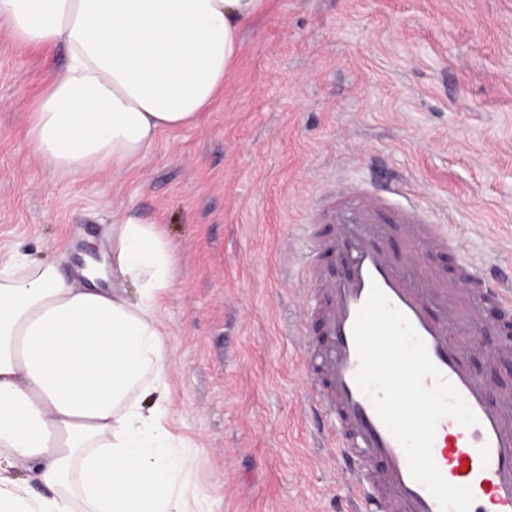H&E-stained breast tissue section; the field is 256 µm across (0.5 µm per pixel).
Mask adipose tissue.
<instances>
[{"label":"adipose tissue","mask_w":512,"mask_h":512,"mask_svg":"<svg viewBox=\"0 0 512 512\" xmlns=\"http://www.w3.org/2000/svg\"><path fill=\"white\" fill-rule=\"evenodd\" d=\"M261 0H0L15 44L63 48L22 107L30 153L76 180L133 167L224 91ZM112 269L137 290L0 262V512H194L168 424L159 304L177 261L158 224L112 215Z\"/></svg>","instance_id":"obj_1"}]
</instances>
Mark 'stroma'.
<instances>
[{"instance_id": "obj_1", "label": "stroma", "mask_w": 512, "mask_h": 512, "mask_svg": "<svg viewBox=\"0 0 512 512\" xmlns=\"http://www.w3.org/2000/svg\"><path fill=\"white\" fill-rule=\"evenodd\" d=\"M63 64L0 26V261L81 285L80 248L110 249L113 211L159 223L177 252L159 310L173 432L202 512H345L299 357L307 226L337 182L400 178L458 242L424 265L512 277V0H261L209 111L132 170L78 180L31 155L17 110ZM478 313L466 361L496 399L512 310Z\"/></svg>"}]
</instances>
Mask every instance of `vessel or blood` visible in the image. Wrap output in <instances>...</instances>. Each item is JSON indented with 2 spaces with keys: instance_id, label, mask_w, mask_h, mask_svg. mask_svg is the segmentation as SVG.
Listing matches in <instances>:
<instances>
[{
  "instance_id": "vessel-or-blood-1",
  "label": "vessel or blood",
  "mask_w": 512,
  "mask_h": 512,
  "mask_svg": "<svg viewBox=\"0 0 512 512\" xmlns=\"http://www.w3.org/2000/svg\"><path fill=\"white\" fill-rule=\"evenodd\" d=\"M400 194L396 185L381 194L340 185L318 213L333 232L315 238L313 249L321 259L306 261L303 268L311 314L325 336L321 342L301 340L309 402L327 415L325 435L350 485V512H440L428 490L412 479L402 446L354 380V321L371 285H378L478 418L470 427L450 417L438 422L432 454L444 479L471 488L470 512H512V396L502 395L499 406H491L489 386L465 362L475 318L460 312L466 299L512 309V286H488L467 263L451 279L413 273L422 256L447 248L451 240L424 207L400 203ZM393 224L408 241L402 264L386 248Z\"/></svg>"
}]
</instances>
